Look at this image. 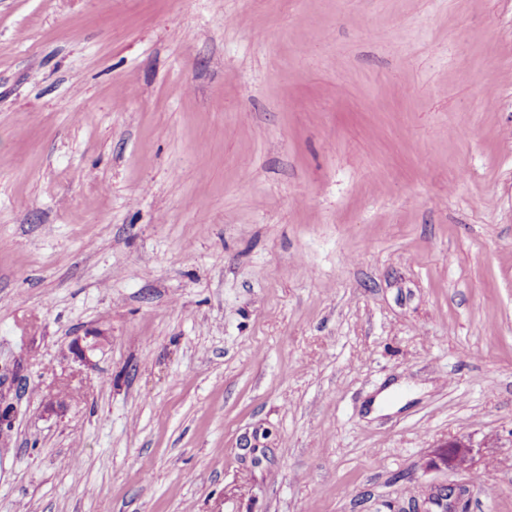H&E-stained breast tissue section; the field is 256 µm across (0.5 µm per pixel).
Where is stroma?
<instances>
[{
    "label": "stroma",
    "instance_id": "obj_1",
    "mask_svg": "<svg viewBox=\"0 0 512 512\" xmlns=\"http://www.w3.org/2000/svg\"><path fill=\"white\" fill-rule=\"evenodd\" d=\"M0 398V512H512V0H0ZM446 450L439 454L438 459L449 471H459L469 469L473 460V449L469 439L464 436H457L448 440V444L443 447Z\"/></svg>",
    "mask_w": 512,
    "mask_h": 512
}]
</instances>
